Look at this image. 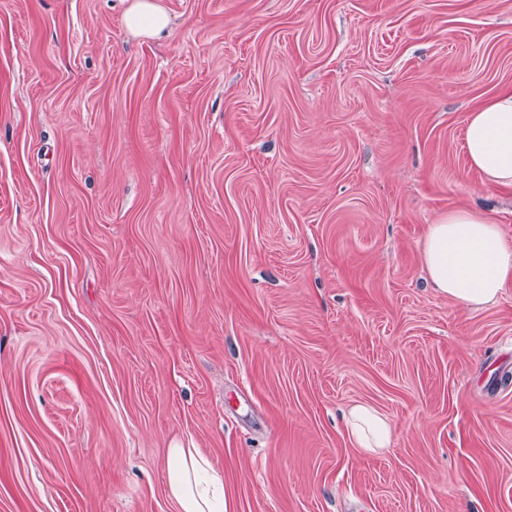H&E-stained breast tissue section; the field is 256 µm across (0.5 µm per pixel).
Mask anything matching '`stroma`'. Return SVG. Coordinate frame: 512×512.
I'll return each instance as SVG.
<instances>
[{
    "label": "stroma",
    "mask_w": 512,
    "mask_h": 512,
    "mask_svg": "<svg viewBox=\"0 0 512 512\" xmlns=\"http://www.w3.org/2000/svg\"><path fill=\"white\" fill-rule=\"evenodd\" d=\"M0 0V512H512V282L421 245L476 208L512 0ZM366 402L393 444L342 420ZM126 29L135 35L159 36L167 28L168 17L151 0H137L124 17ZM421 252L433 287L469 305L493 302L512 281V243L476 210H452L428 225ZM344 418L348 435L356 448L374 454L391 447V426L372 406L355 403L347 409ZM167 489L177 512H226L224 482L198 448L167 453Z\"/></svg>",
    "instance_id": "obj_1"
}]
</instances>
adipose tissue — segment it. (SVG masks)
<instances>
[{"instance_id":"1","label":"adipose tissue","mask_w":512,"mask_h":512,"mask_svg":"<svg viewBox=\"0 0 512 512\" xmlns=\"http://www.w3.org/2000/svg\"><path fill=\"white\" fill-rule=\"evenodd\" d=\"M124 24L132 34L158 36L168 17L155 0H134ZM465 145L486 185L512 190V90L470 114ZM421 252L433 287L469 305L493 302L512 281V243L476 210H452L429 225ZM344 418L356 448L374 454L391 447V426L372 406L353 404ZM167 489L177 512H227L224 483L199 449H169Z\"/></svg>"}]
</instances>
